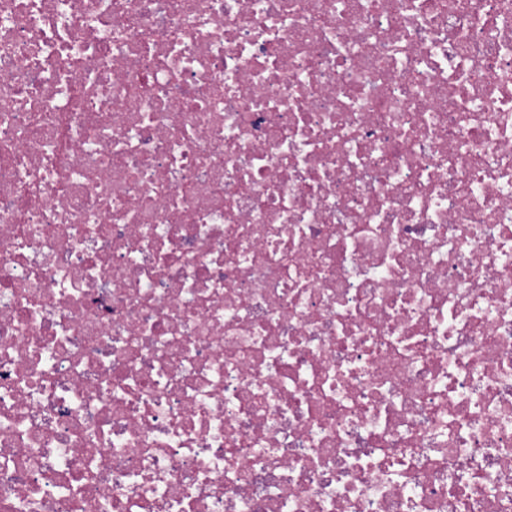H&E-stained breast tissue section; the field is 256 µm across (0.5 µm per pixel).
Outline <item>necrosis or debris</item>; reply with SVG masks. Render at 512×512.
I'll return each instance as SVG.
<instances>
[{
	"label": "necrosis or debris",
	"instance_id": "necrosis-or-debris-1",
	"mask_svg": "<svg viewBox=\"0 0 512 512\" xmlns=\"http://www.w3.org/2000/svg\"><path fill=\"white\" fill-rule=\"evenodd\" d=\"M0 512H512V0H0Z\"/></svg>",
	"mask_w": 512,
	"mask_h": 512
}]
</instances>
